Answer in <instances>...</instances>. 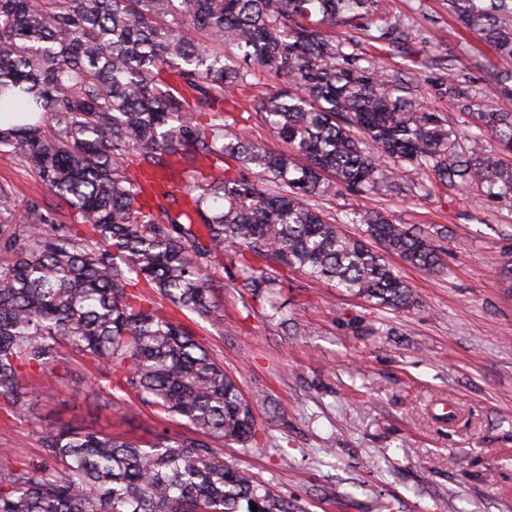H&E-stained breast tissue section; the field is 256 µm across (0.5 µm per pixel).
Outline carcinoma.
Instances as JSON below:
<instances>
[{
    "label": "carcinoma",
    "instance_id": "carcinoma-1",
    "mask_svg": "<svg viewBox=\"0 0 512 512\" xmlns=\"http://www.w3.org/2000/svg\"><path fill=\"white\" fill-rule=\"evenodd\" d=\"M448 13L492 49L489 79L512 99V0ZM362 36L414 40L386 0H0V148L39 185L0 238V408L22 413L77 354L107 396L190 428L149 448L48 430L38 459L0 469V512H288L214 447L252 444V410L158 301L208 317L228 256L255 298L291 267L403 310L415 295L385 254L434 271L437 246L380 213L348 236L322 201L399 189L407 172L512 199V162L479 135L461 146L419 87L356 52ZM258 71L288 86L249 97L286 152L228 122ZM448 97L512 150V111L482 109L457 76ZM14 212L0 184V217Z\"/></svg>",
    "mask_w": 512,
    "mask_h": 512
}]
</instances>
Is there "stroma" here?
Masks as SVG:
<instances>
[{
  "instance_id": "1",
  "label": "stroma",
  "mask_w": 512,
  "mask_h": 512,
  "mask_svg": "<svg viewBox=\"0 0 512 512\" xmlns=\"http://www.w3.org/2000/svg\"><path fill=\"white\" fill-rule=\"evenodd\" d=\"M393 14L431 51L399 55L360 41L386 74L404 70L422 103L469 127L446 93L447 72L430 56L450 57L483 103L512 110L487 77V47L465 51L448 0H390ZM339 228L362 236L350 213L377 212L432 236L443 266L390 263L410 283L406 311L377 307L331 283L285 269L277 303L301 325L286 334L267 303L242 296L238 267L224 265L209 318L189 316L195 341L224 367L254 415L251 448L220 449L272 487L289 512H512V199L478 188L396 195L341 191L327 201ZM49 429H89L141 445L159 433H185L144 407L107 398L79 358L58 369L54 390L18 417L0 411V468L40 455Z\"/></svg>"
}]
</instances>
